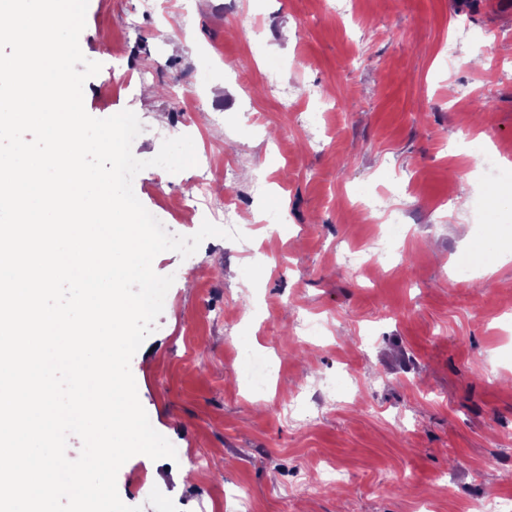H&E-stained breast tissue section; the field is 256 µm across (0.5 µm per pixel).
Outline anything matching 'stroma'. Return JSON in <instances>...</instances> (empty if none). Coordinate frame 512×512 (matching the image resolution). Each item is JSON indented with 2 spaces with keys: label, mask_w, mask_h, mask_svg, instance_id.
Wrapping results in <instances>:
<instances>
[{
  "label": "stroma",
  "mask_w": 512,
  "mask_h": 512,
  "mask_svg": "<svg viewBox=\"0 0 512 512\" xmlns=\"http://www.w3.org/2000/svg\"><path fill=\"white\" fill-rule=\"evenodd\" d=\"M186 27L168 33V17ZM263 30L259 70L296 91L282 111L232 71L249 51L242 21ZM468 28L455 63L443 47ZM102 65L84 85L95 118L133 111V154L190 136L196 151L233 142L230 186L242 240L205 239L188 258L153 261L174 275L164 311L131 361L139 401L181 459L208 456L180 486V461L131 457L117 491L142 512H475L512 496V251L474 253L493 225L512 240V207L487 216L492 187L475 163L498 149L512 169V10L497 0H88L79 39ZM331 106L320 126L305 91ZM473 90L485 108L462 109ZM201 174L159 167L136 176L143 206L175 235L206 218ZM266 181L252 191L253 175ZM406 226L385 262L373 244L383 210ZM278 213V230L261 224ZM358 248L364 268L343 256ZM480 257L483 276L458 277ZM303 319L325 324L317 341ZM279 362L265 390L245 385L256 359ZM296 410H289V397ZM348 481L314 492L325 464Z\"/></svg>",
  "instance_id": "stroma-1"
}]
</instances>
